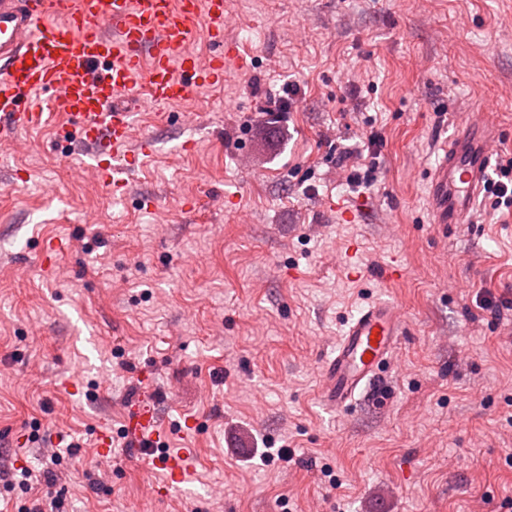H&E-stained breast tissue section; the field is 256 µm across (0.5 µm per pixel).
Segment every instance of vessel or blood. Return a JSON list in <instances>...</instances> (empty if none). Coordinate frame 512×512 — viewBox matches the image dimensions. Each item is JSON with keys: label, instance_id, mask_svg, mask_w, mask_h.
<instances>
[{"label": "vessel or blood", "instance_id": "obj_1", "mask_svg": "<svg viewBox=\"0 0 512 512\" xmlns=\"http://www.w3.org/2000/svg\"><path fill=\"white\" fill-rule=\"evenodd\" d=\"M225 0H0V139L18 140L65 117L91 155L103 189L121 192L151 138L133 140L131 103L161 109L241 73L246 60L224 38ZM113 34H106V27ZM207 29L216 52L191 51ZM487 125L459 128L429 170L428 209L436 224H468L491 165ZM406 334L404 310L381 298L347 320L321 366L322 398L342 412L382 392L384 363ZM132 451L167 481L155 496L180 492L195 457L164 445L160 415L146 401L127 413Z\"/></svg>", "mask_w": 512, "mask_h": 512}]
</instances>
